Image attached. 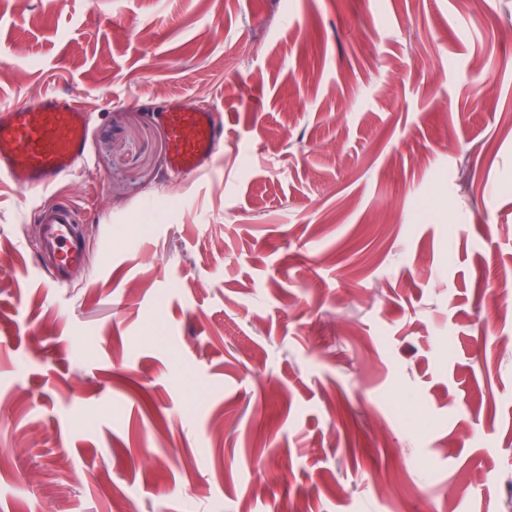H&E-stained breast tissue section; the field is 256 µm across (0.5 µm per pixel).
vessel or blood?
I'll list each match as a JSON object with an SVG mask.
<instances>
[{
	"mask_svg": "<svg viewBox=\"0 0 512 512\" xmlns=\"http://www.w3.org/2000/svg\"><path fill=\"white\" fill-rule=\"evenodd\" d=\"M154 117L167 134L172 174L195 177L211 168L224 145V125L214 111L170 102ZM90 119L80 101L56 93L0 105V182L25 192L33 205L41 228L38 253L52 268L51 288L83 267V220L71 202L44 207L37 198L86 166Z\"/></svg>",
	"mask_w": 512,
	"mask_h": 512,
	"instance_id": "1",
	"label": "vessel or blood"
}]
</instances>
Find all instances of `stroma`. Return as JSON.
<instances>
[{
	"label": "stroma",
	"instance_id": "obj_1",
	"mask_svg": "<svg viewBox=\"0 0 512 512\" xmlns=\"http://www.w3.org/2000/svg\"><path fill=\"white\" fill-rule=\"evenodd\" d=\"M512 0H0L92 112L86 275L0 186V512H512ZM494 79L476 97L474 72ZM221 108L171 180L155 107Z\"/></svg>",
	"mask_w": 512,
	"mask_h": 512
}]
</instances>
